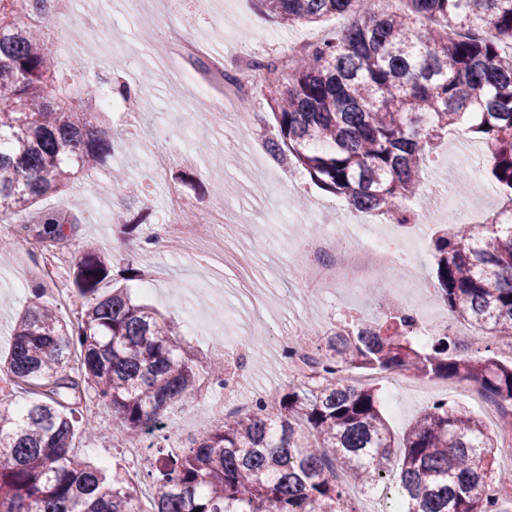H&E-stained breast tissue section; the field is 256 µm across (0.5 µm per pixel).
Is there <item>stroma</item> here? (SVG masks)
I'll return each mask as SVG.
<instances>
[{"label":"stroma","instance_id":"stroma-1","mask_svg":"<svg viewBox=\"0 0 512 512\" xmlns=\"http://www.w3.org/2000/svg\"><path fill=\"white\" fill-rule=\"evenodd\" d=\"M100 14L112 21L99 33L101 40L121 38L125 55L120 66L102 69L96 59L83 52L81 22ZM275 33L282 41L305 37L306 28H286L261 13L255 0H211L208 15H201L194 0H145L137 9L125 0H73L69 16L59 18L45 34L48 44L66 41L71 58L83 60L85 68L77 80L104 79L113 84L129 83L135 88L139 109L133 113L114 108L95 99L91 110L105 117L117 138V149L94 179L74 182L64 195L42 201L45 209L71 211L82 219L73 246L74 256L84 240L97 243L112 264L110 277L116 285H127L133 298L154 307L172 321L182 339L208 361L235 349L237 337H251L245 370L248 388L237 395L238 406L249 405L257 393L273 396L287 390L294 378L289 372L286 340L296 326L308 323L329 329L345 316L358 315L368 320L381 319L384 307L398 302L409 307L406 298H394L388 273L378 274L375 286L364 293L347 285L323 289L317 296L303 291L291 268L292 250L297 237L312 229L339 223L335 195L316 187L303 173L265 162L268 177L255 181L251 154L261 149L263 132L258 115H269L268 94L256 84L251 98L231 104L223 114L210 116L208 102L195 111H179L172 97L194 67L187 57H177L173 68L157 72L155 55H174L178 44L189 41L201 48L222 50L225 68L237 59L270 56L265 38ZM237 112L252 113L241 125L234 121ZM448 142H458L472 154L470 183L480 190V200L488 211L505 206L506 199L487 178V155L482 144L464 130L448 133ZM192 148L193 165L176 160L175 155ZM159 153L171 155L167 167L154 168L149 159ZM123 169L127 177L124 193L112 190V169ZM459 169L446 144L430 156L426 181L430 195L415 198L414 207L427 218L421 229L418 250L410 255L411 269L421 287L433 288L434 257L430 242L448 220L456 219L453 209L436 211L442 193L458 195ZM176 188L214 209L224 211V250L231 255H248L250 278L242 280L237 265L225 266L224 276L206 280V272L196 259L179 246L165 241L150 242L153 229L167 223L166 196ZM128 205L130 215H145L146 220L131 236L122 234L112 222V212ZM134 262L141 271L137 281L125 282L124 268ZM40 256L24 247H15L12 256L0 258V351L7 348L14 316L30 295L33 271ZM382 387L384 405L396 404L399 414L387 421L395 439H402L427 400L409 385L403 371L389 374ZM223 389L208 386L201 396L175 405L167 417L171 428L163 442L165 451L177 453L210 423L209 407L223 400Z\"/></svg>","mask_w":512,"mask_h":512}]
</instances>
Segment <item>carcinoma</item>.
<instances>
[{
    "mask_svg": "<svg viewBox=\"0 0 512 512\" xmlns=\"http://www.w3.org/2000/svg\"><path fill=\"white\" fill-rule=\"evenodd\" d=\"M282 25L313 27L349 14L341 34L311 44L268 104L270 157L301 168L321 190L357 210L404 215L416 196L434 140L468 118L489 150V175L512 202V0H258ZM59 18L55 0H0V214L22 220L44 243L76 236L79 215L39 207L104 163L117 141L88 112L100 83L75 85L39 31ZM458 37L448 41V28ZM495 31L490 36L483 30ZM440 300L452 317L512 342V227L448 222L433 240ZM110 262L87 244L73 267L82 300L66 321L36 284L11 333L0 371L31 398L0 400V512H143L139 485L119 465H97L75 450L76 425L94 400L131 439L168 427L165 415L194 396L206 366L175 328L132 301L128 288H102ZM412 315L359 320L321 332L311 383L258 401L244 415L205 427L180 456L146 467L150 512H357L349 487L371 488L401 448L403 512H506L488 496L512 483L494 467L497 440L466 410L437 400L395 443L379 389L348 370L405 371L417 378L467 381L512 409V363L457 350L444 330L426 345ZM78 364H73V354Z\"/></svg>",
    "mask_w": 512,
    "mask_h": 512,
    "instance_id": "obj_1",
    "label": "carcinoma"
}]
</instances>
